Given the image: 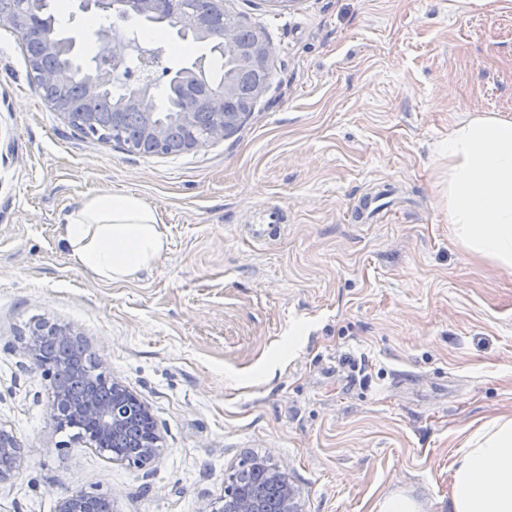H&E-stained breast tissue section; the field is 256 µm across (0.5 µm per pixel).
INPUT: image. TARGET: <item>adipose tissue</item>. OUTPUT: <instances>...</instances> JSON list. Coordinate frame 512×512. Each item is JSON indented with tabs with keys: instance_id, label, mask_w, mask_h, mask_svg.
I'll use <instances>...</instances> for the list:
<instances>
[{
	"instance_id": "ef3b65f1",
	"label": "adipose tissue",
	"mask_w": 512,
	"mask_h": 512,
	"mask_svg": "<svg viewBox=\"0 0 512 512\" xmlns=\"http://www.w3.org/2000/svg\"><path fill=\"white\" fill-rule=\"evenodd\" d=\"M448 221L468 254L512 269V122L479 115L448 135ZM62 239L95 279L125 281L168 249L154 209L102 190L64 218ZM449 512H512V413L474 427L457 449Z\"/></svg>"
}]
</instances>
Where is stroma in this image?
<instances>
[{
  "label": "stroma",
  "mask_w": 512,
  "mask_h": 512,
  "mask_svg": "<svg viewBox=\"0 0 512 512\" xmlns=\"http://www.w3.org/2000/svg\"><path fill=\"white\" fill-rule=\"evenodd\" d=\"M264 29L274 79L224 141L133 154L52 111L0 28V426L22 470L0 512L88 491L112 512H201L246 452L301 512L405 497L448 512L464 430L512 408V272L448 222V135L512 122V0H224ZM140 196L168 252L101 282L61 238L98 189ZM272 207L264 240L250 226ZM71 327L144 401L148 469L70 441L25 349ZM268 474L269 481H271L277 488L282 497L281 511L282 512H298V506L294 500V493L288 484V478L285 473L280 470L273 469L267 470L259 468Z\"/></svg>",
  "instance_id": "obj_1"
}]
</instances>
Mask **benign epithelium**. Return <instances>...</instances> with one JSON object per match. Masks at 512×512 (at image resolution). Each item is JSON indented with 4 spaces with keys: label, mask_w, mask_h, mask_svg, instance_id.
I'll use <instances>...</instances> for the list:
<instances>
[{
    "label": "benign epithelium",
    "mask_w": 512,
    "mask_h": 512,
    "mask_svg": "<svg viewBox=\"0 0 512 512\" xmlns=\"http://www.w3.org/2000/svg\"><path fill=\"white\" fill-rule=\"evenodd\" d=\"M39 0H20V9L0 11V28L10 29L17 35H23L31 21V12L35 11ZM182 24L193 31L199 40L207 44L221 41L231 47L236 45V35L211 26L210 21L197 15L186 14ZM98 39L103 44L102 53L89 70L85 90L96 95L110 89L117 83L124 87L121 107L139 113L142 122V138L156 147V152L164 155L171 138V127L155 122V99L160 86L167 88L182 86L191 89L201 77L204 60L181 68L172 73L164 72L158 76L151 66V59L157 54L153 49L143 48L130 42L125 32L116 27L98 32ZM245 64L246 72L252 82V93L262 95L269 87L271 45L260 31L253 32L251 41L238 48ZM137 52L141 56V66L133 71L121 70L126 58ZM75 47L53 37L47 38L28 62L29 70L35 81L45 92V101L71 126H78L86 131L95 129L100 124L99 114L94 112L74 113L68 110L61 89L69 82L70 72L65 67H48L44 60L53 57H70ZM239 94V79L230 74L224 79L219 89H206L195 95L194 107L210 112L212 125L206 142H201L191 133L195 113H177L176 126L182 132L181 149L184 152L200 149L206 143H216L230 135L242 122L247 113L236 109ZM112 383V402L108 403L92 393L85 394L78 402L72 401L55 382L49 386V398L53 419L65 422L70 418L83 417L92 423V430L86 440L99 447L106 445V437L115 435L126 428L127 418L131 412L137 413L141 429V454L147 457L161 441L156 424L147 406L123 384L117 380ZM22 464L21 446L17 438L4 429H0V483L9 480ZM282 497L281 512H298L294 493L288 484L285 473L273 469L264 470ZM97 494L78 492L64 494L59 498L57 512H97ZM202 512H259L256 501L247 492L226 491L225 495L208 501Z\"/></svg>",
    "instance_id": "obj_1"
}]
</instances>
